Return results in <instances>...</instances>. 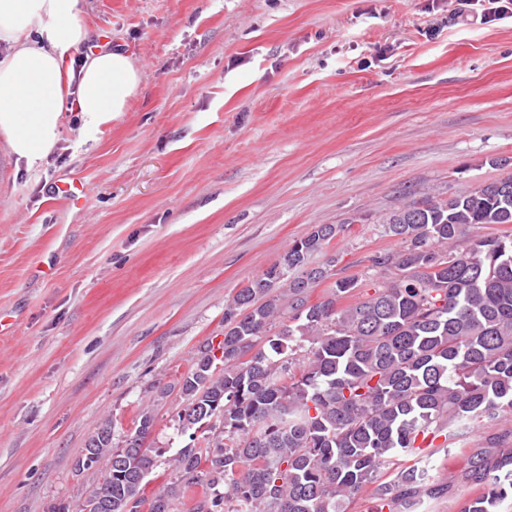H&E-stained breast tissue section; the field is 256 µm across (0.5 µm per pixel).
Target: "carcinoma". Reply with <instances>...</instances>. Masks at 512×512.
Segmentation results:
<instances>
[{"label": "carcinoma", "instance_id": "cac0c4a2", "mask_svg": "<svg viewBox=\"0 0 512 512\" xmlns=\"http://www.w3.org/2000/svg\"><path fill=\"white\" fill-rule=\"evenodd\" d=\"M400 248L370 259L373 293L334 279L335 224H316L224 305V334L156 391L113 443L104 418L74 462L106 478L91 512H418L448 484L414 458L483 429L463 472L461 512L512 500V174L445 200H402L383 220ZM326 255L317 266L316 254ZM178 389L182 432L199 447L167 466L142 443L155 402ZM443 438L439 445L435 440Z\"/></svg>", "mask_w": 512, "mask_h": 512}]
</instances>
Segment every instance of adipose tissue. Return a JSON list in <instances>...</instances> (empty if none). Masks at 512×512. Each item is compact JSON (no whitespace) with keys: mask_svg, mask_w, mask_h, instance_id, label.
I'll return each mask as SVG.
<instances>
[{"mask_svg":"<svg viewBox=\"0 0 512 512\" xmlns=\"http://www.w3.org/2000/svg\"><path fill=\"white\" fill-rule=\"evenodd\" d=\"M80 0H0V133L17 160L37 166L54 147L67 105L91 131L126 111L141 76L129 57L102 50L79 71L66 61L84 41Z\"/></svg>","mask_w":512,"mask_h":512,"instance_id":"1","label":"adipose tissue"}]
</instances>
